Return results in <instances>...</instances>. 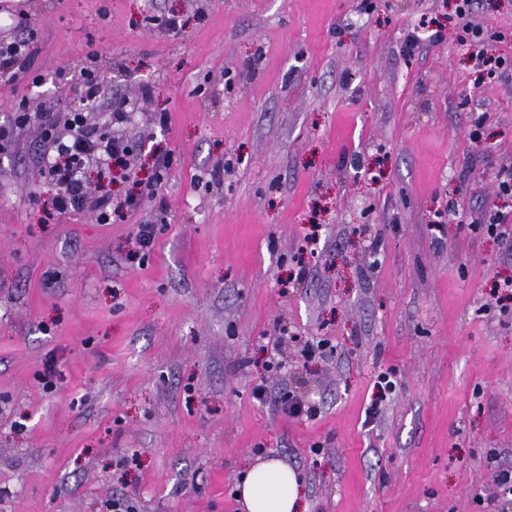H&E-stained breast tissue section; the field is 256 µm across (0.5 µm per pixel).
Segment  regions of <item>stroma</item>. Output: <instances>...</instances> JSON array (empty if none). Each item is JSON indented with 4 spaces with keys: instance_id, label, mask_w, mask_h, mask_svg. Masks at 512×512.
<instances>
[{
    "instance_id": "obj_1",
    "label": "stroma",
    "mask_w": 512,
    "mask_h": 512,
    "mask_svg": "<svg viewBox=\"0 0 512 512\" xmlns=\"http://www.w3.org/2000/svg\"><path fill=\"white\" fill-rule=\"evenodd\" d=\"M0 4V39L37 51L0 78V125L32 114L0 153V512H244L270 456L304 512H512V239L482 228L512 212V77L475 64L512 56V0H475L509 38L472 45L457 0ZM93 51L132 112L128 168L89 176L140 198L107 224L47 217L38 165ZM141 224L163 227L145 250ZM263 378L316 416L256 400Z\"/></svg>"
}]
</instances>
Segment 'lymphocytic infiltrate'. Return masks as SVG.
Here are the masks:
<instances>
[{
	"instance_id": "f902f5d3",
	"label": "lymphocytic infiltrate",
	"mask_w": 512,
	"mask_h": 512,
	"mask_svg": "<svg viewBox=\"0 0 512 512\" xmlns=\"http://www.w3.org/2000/svg\"><path fill=\"white\" fill-rule=\"evenodd\" d=\"M97 53H90L84 69V81L76 92L79 105L66 115L42 113L41 119L51 133L45 141L42 162L53 187L50 206L57 214L91 210L102 222L112 215L109 196L93 194L84 171L90 160L122 162L127 148L122 138L102 132L87 123L84 114L96 108L102 95L103 83L96 67ZM65 125L67 135H56L58 125Z\"/></svg>"
}]
</instances>
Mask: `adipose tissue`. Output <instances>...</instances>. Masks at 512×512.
I'll return each mask as SVG.
<instances>
[{"label":"adipose tissue","mask_w":512,"mask_h":512,"mask_svg":"<svg viewBox=\"0 0 512 512\" xmlns=\"http://www.w3.org/2000/svg\"><path fill=\"white\" fill-rule=\"evenodd\" d=\"M303 485L298 473L277 458L251 465L238 489L246 512H300Z\"/></svg>","instance_id":"ef3b65f1"}]
</instances>
